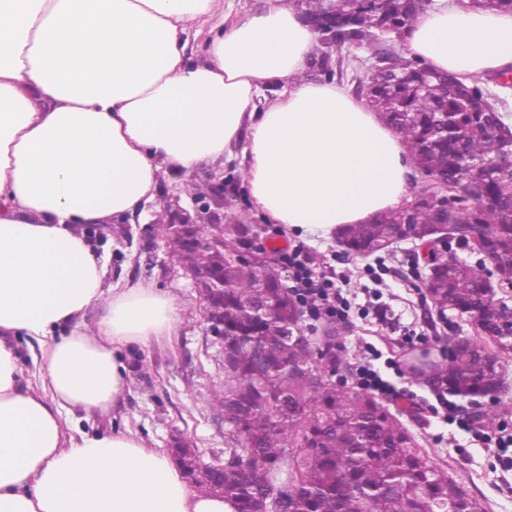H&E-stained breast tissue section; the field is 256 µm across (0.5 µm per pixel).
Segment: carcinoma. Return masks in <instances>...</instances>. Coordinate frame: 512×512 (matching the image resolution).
<instances>
[{
  "instance_id": "carcinoma-1",
  "label": "carcinoma",
  "mask_w": 512,
  "mask_h": 512,
  "mask_svg": "<svg viewBox=\"0 0 512 512\" xmlns=\"http://www.w3.org/2000/svg\"><path fill=\"white\" fill-rule=\"evenodd\" d=\"M310 25L336 14V29L320 40L340 51L365 47L391 70L370 68L356 92L402 137L425 184L410 218L423 235L450 221L479 232L484 259L438 262L427 281L441 310L469 317L481 343H448V362L421 364L451 396L485 397L502 386L500 360L487 350L508 342L503 310L487 296L488 265L512 271V162L499 133L511 132L496 103L474 77L465 83L421 60L404 61L382 47L380 36H399L420 14L417 0H303ZM471 9L508 11L512 0H464ZM448 114V132L438 129ZM456 186L448 212L429 198L435 180ZM403 217L391 211L337 231L340 246L367 257L390 247ZM251 224L224 225V387L215 401L224 411L228 448L224 471L195 478L205 493L222 495L235 512H270L274 488L288 486L287 512H485V507L448 471L431 464L415 437L373 394L338 386L324 363L341 364L332 352L334 327L301 340L295 329L302 311L290 290L280 288L282 270L249 249ZM190 262L195 279L209 266ZM264 306L275 313H260Z\"/></svg>"
}]
</instances>
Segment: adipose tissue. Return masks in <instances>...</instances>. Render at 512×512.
Returning a JSON list of instances; mask_svg holds the SVG:
<instances>
[{"instance_id": "ef3b65f1", "label": "adipose tissue", "mask_w": 512, "mask_h": 512, "mask_svg": "<svg viewBox=\"0 0 512 512\" xmlns=\"http://www.w3.org/2000/svg\"><path fill=\"white\" fill-rule=\"evenodd\" d=\"M304 9L265 0L237 21L223 0H0V512H235L138 433L79 429L78 414L124 394L119 347L180 320L151 285L106 287L84 228L133 220L161 169L187 179L237 146L272 223L331 234L402 207L400 136L303 77L319 38ZM401 42L466 81L512 64V13L435 0ZM269 86L277 97L257 108Z\"/></svg>"}]
</instances>
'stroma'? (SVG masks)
I'll return each mask as SVG.
<instances>
[{
  "mask_svg": "<svg viewBox=\"0 0 512 512\" xmlns=\"http://www.w3.org/2000/svg\"><path fill=\"white\" fill-rule=\"evenodd\" d=\"M317 45L305 77L307 80L355 90L369 66L367 49L338 51L341 65L333 74L317 63L324 52ZM224 180V221L256 225L262 238H270L272 225L252 206L239 159L215 168L204 166L192 178L168 172L159 174V190L145 213L125 224L87 226L92 245L107 258V284L143 282L175 295L181 318L175 336L150 346L130 344L117 357L123 365L126 391L109 414L82 418V430L106 434L131 429L154 447L170 449L174 437L190 440L204 461L224 456V412L214 395L224 383L223 355L203 320L204 301L161 235L157 223L163 204L178 199L181 208L195 211L205 204L216 178ZM281 240L304 247L319 271L331 278L352 302L349 317L334 347L343 364L334 382L351 385L357 369L373 363L384 378L393 379L398 391L414 396L413 404L384 397L383 402L416 438L430 460L448 470L457 481L484 501L488 512H512V470L503 460L512 458V447L499 448L475 441L453 416H477L494 410L499 419L512 418V353L501 358L502 391L499 396L477 401L448 395L416 374V359L440 361L441 351L452 340H476L468 317L449 311L438 314L423 286L426 269L416 257L415 245L403 241L392 251L368 258L348 254L334 236L309 229L282 227ZM421 344L406 348L410 337ZM399 360L404 375L394 378L389 359Z\"/></svg>",
  "mask_w": 512,
  "mask_h": 512,
  "instance_id": "obj_1",
  "label": "stroma"
}]
</instances>
